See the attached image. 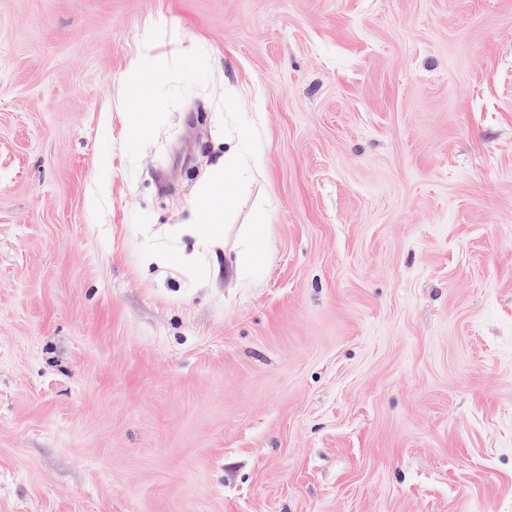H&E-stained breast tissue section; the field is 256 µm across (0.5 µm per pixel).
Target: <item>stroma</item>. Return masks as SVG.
<instances>
[{"label":"stroma","instance_id":"obj_1","mask_svg":"<svg viewBox=\"0 0 512 512\" xmlns=\"http://www.w3.org/2000/svg\"><path fill=\"white\" fill-rule=\"evenodd\" d=\"M0 512H512V0H0ZM192 64L193 61L189 57L157 54L150 44H142L129 61L127 92L140 105L151 98L149 92L171 73L175 65L184 68ZM157 112L142 109L132 112L127 126V139L130 145L135 144L149 130L156 119ZM246 137L229 141L215 165L211 168L207 181L202 184L192 202L190 218L185 224H176L170 234L180 241L187 237L190 246L182 245L175 253L150 249L141 256L144 266H167L179 264L195 268L198 261L209 259L207 277H215L221 271L218 249L224 244V222L232 209L238 190L241 187L240 173ZM253 232L243 253H237L235 261L228 258V264L224 268L232 272L239 279L251 278L265 256V233L263 217L260 212L256 213L252 224Z\"/></svg>","mask_w":512,"mask_h":512}]
</instances>
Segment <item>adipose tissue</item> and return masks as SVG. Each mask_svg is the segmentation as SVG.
<instances>
[{
    "instance_id": "obj_1",
    "label": "adipose tissue",
    "mask_w": 512,
    "mask_h": 512,
    "mask_svg": "<svg viewBox=\"0 0 512 512\" xmlns=\"http://www.w3.org/2000/svg\"><path fill=\"white\" fill-rule=\"evenodd\" d=\"M188 57H169L155 53L149 44L140 45L129 61V79L126 83L130 97L142 103L143 108L131 113L127 126L129 143H136L149 130L156 119L144 103L153 87L166 78L174 66H191ZM245 140L228 142L223 156L211 168L192 202L187 223L175 225L172 236L182 239V247L174 253L150 249L141 256L144 266L178 264L195 268L200 259H207V276H217L221 268H228L236 277L251 278L265 256V233L262 215H255L253 232L243 253L235 260L221 264L218 251L224 241V222L232 209L241 187L240 173L243 167Z\"/></svg>"
}]
</instances>
